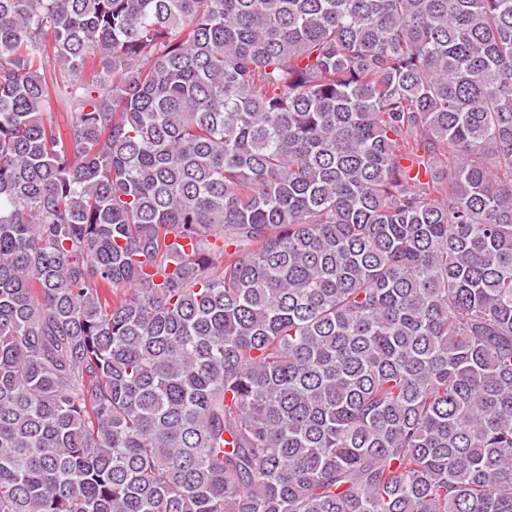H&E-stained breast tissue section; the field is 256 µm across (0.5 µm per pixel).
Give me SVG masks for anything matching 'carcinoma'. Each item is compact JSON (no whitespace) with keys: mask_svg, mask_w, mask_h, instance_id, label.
<instances>
[{"mask_svg":"<svg viewBox=\"0 0 512 512\" xmlns=\"http://www.w3.org/2000/svg\"><path fill=\"white\" fill-rule=\"evenodd\" d=\"M0 512H512V0H0Z\"/></svg>","mask_w":512,"mask_h":512,"instance_id":"1","label":"carcinoma"}]
</instances>
